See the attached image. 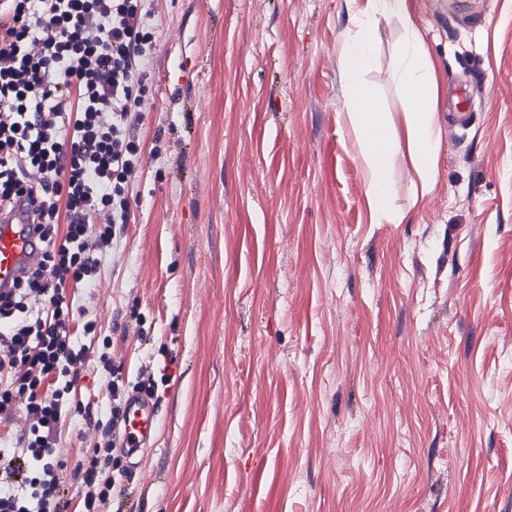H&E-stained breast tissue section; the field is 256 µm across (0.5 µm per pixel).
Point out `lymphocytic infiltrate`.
<instances>
[{
	"mask_svg": "<svg viewBox=\"0 0 512 512\" xmlns=\"http://www.w3.org/2000/svg\"><path fill=\"white\" fill-rule=\"evenodd\" d=\"M147 0H0V209L31 208L41 257L0 292V512H68L61 423L88 370L109 379L110 423L126 387L112 339L78 321L71 287L95 283L131 214L141 164L132 134L155 49ZM112 447L77 466L78 512H112Z\"/></svg>",
	"mask_w": 512,
	"mask_h": 512,
	"instance_id": "1",
	"label": "lymphocytic infiltrate"
}]
</instances>
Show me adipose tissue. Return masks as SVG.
<instances>
[{
	"instance_id": "1",
	"label": "adipose tissue",
	"mask_w": 512,
	"mask_h": 512,
	"mask_svg": "<svg viewBox=\"0 0 512 512\" xmlns=\"http://www.w3.org/2000/svg\"><path fill=\"white\" fill-rule=\"evenodd\" d=\"M366 17L352 20V30L339 50V66L347 80L346 118L349 146L362 162L368 208L376 219L401 223L404 212L393 209L389 174L394 157L407 153L420 180L421 195H428L437 177L441 128L436 120L440 87L434 68L425 61L424 40L411 22L406 0H369ZM395 19L403 29L396 48L394 77L409 103L401 117L382 110L375 92L359 77L373 64L376 24Z\"/></svg>"
}]
</instances>
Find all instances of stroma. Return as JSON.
Masks as SVG:
<instances>
[{"instance_id":"stroma-1","label":"stroma","mask_w":512,"mask_h":512,"mask_svg":"<svg viewBox=\"0 0 512 512\" xmlns=\"http://www.w3.org/2000/svg\"><path fill=\"white\" fill-rule=\"evenodd\" d=\"M367 0H153L128 223L74 303L159 429L115 449L121 512H512V0H408L441 86L432 193L367 208L338 54ZM396 22L362 76L383 109ZM101 432L61 427L62 477Z\"/></svg>"}]
</instances>
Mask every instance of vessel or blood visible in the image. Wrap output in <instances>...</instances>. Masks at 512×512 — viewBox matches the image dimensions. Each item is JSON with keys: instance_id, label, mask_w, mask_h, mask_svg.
I'll return each instance as SVG.
<instances>
[{"instance_id": "1", "label": "vessel or blood", "mask_w": 512, "mask_h": 512, "mask_svg": "<svg viewBox=\"0 0 512 512\" xmlns=\"http://www.w3.org/2000/svg\"><path fill=\"white\" fill-rule=\"evenodd\" d=\"M40 251L25 221L23 211L0 221V289L9 290L35 265ZM157 429L156 408L141 393H133L127 403L123 443L130 451L147 448Z\"/></svg>"}]
</instances>
